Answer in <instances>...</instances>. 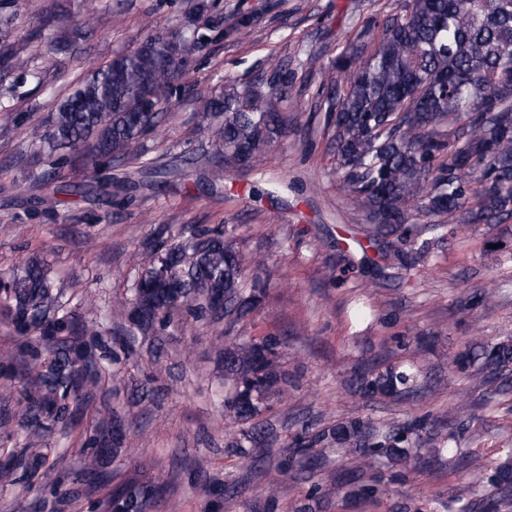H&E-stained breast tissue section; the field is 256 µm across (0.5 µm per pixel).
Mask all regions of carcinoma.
I'll list each match as a JSON object with an SVG mask.
<instances>
[{"mask_svg": "<svg viewBox=\"0 0 512 512\" xmlns=\"http://www.w3.org/2000/svg\"><path fill=\"white\" fill-rule=\"evenodd\" d=\"M94 22L91 13L63 30L42 70L32 76L41 79L42 71L56 66L57 56L71 53ZM357 39L359 44L343 49L333 63L337 79L328 97V122L334 126L341 188L366 212L369 242L391 235L412 242V211L446 214L459 229L511 221L512 0H406L405 14L364 25ZM185 42L160 31L150 34L140 47L89 70L57 104L50 129L35 137L53 161L31 175V187L42 192L34 204L62 203L60 195L69 189L60 170L72 158L91 171L82 187L86 194L112 195V169L126 164L175 174L143 159L140 143L164 118L166 95L183 77L174 56L186 50ZM275 96L271 90L231 87L196 99L197 111L224 116L219 126L200 123L194 130L208 145L215 177L227 165L260 163L266 147L285 135ZM199 238L193 247L162 244L145 253L133 298L117 301L114 313L127 315L144 333L165 326L182 308L211 311L217 297L224 298V316L238 320L247 314L258 302L259 287L244 293V272L262 266L263 257L237 250L222 232L204 231ZM62 296L36 256L0 290V314L18 335L0 350V374L23 380L15 391L6 386L0 398L17 400V426L24 431L23 447L0 452L1 487L14 484L19 471L33 483L43 468L58 466L61 455L45 447L41 419L48 416L64 430L76 428L84 388L101 377L102 366L84 339L87 330L65 310ZM278 345L270 337L224 347V379L235 386L233 419L249 425L236 443L243 455L266 439L269 427L259 419L263 402L288 394V376L276 361ZM475 381L487 389H512L511 337L487 353ZM413 382V374L387 367L362 377L360 390L367 397L395 399ZM419 430L415 422L380 431L351 418L318 431L310 446L334 445L360 456L362 479L372 459L406 468L423 453L438 456L441 433L422 436ZM124 438L122 429L114 427L106 437L92 428L80 471L64 472L50 493L61 500L83 496L89 512H140L147 489L138 464L109 494L96 496L105 476L101 461ZM490 482L497 491L495 512H512V468H499ZM378 494L371 483L346 492L372 504Z\"/></svg>", "mask_w": 512, "mask_h": 512, "instance_id": "1", "label": "carcinoma"}]
</instances>
